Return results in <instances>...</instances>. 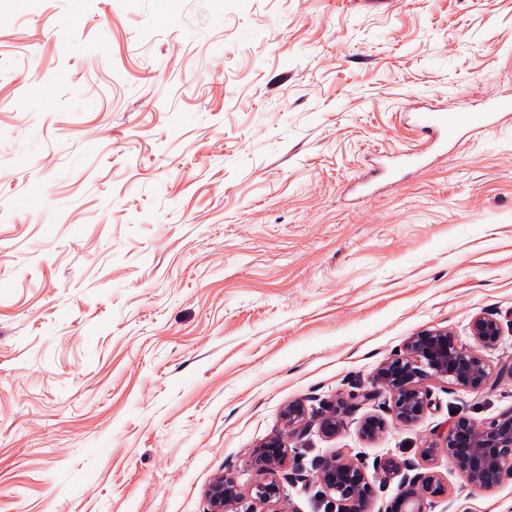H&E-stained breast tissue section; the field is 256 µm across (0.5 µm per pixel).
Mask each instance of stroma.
Instances as JSON below:
<instances>
[{
    "label": "stroma",
    "mask_w": 512,
    "mask_h": 512,
    "mask_svg": "<svg viewBox=\"0 0 512 512\" xmlns=\"http://www.w3.org/2000/svg\"><path fill=\"white\" fill-rule=\"evenodd\" d=\"M6 9L0 512H210L221 476L263 512L250 460L277 435L279 512H341L316 477L338 453L372 512L400 493L388 457L442 476L431 512H512V474L479 491L421 456L512 411V124L352 189L416 143L413 105L512 98V0ZM479 315L487 384L430 379L398 423L375 372L424 331L474 347Z\"/></svg>",
    "instance_id": "obj_1"
}]
</instances>
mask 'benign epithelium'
I'll return each mask as SVG.
<instances>
[{
  "instance_id": "1",
  "label": "benign epithelium",
  "mask_w": 512,
  "mask_h": 512,
  "mask_svg": "<svg viewBox=\"0 0 512 512\" xmlns=\"http://www.w3.org/2000/svg\"><path fill=\"white\" fill-rule=\"evenodd\" d=\"M500 334L498 321L486 316L473 319L474 348L460 346L449 331L421 332L409 338L403 356L376 371L374 384L390 392L395 419L402 424L413 423L428 405L424 386L427 378H446L464 389L486 383L490 372L479 348L493 345ZM305 417V408L299 402L288 405L283 414L290 431L301 427ZM439 451L448 456L450 464L470 486L481 491L494 489L505 473L512 472V414H504L487 425L466 418L457 420L442 441L425 446L422 455L429 459ZM284 465L280 438L269 439L256 451L250 466L261 475L252 487L258 502L270 505L277 501V473ZM318 470L325 488L339 497L343 512H370V488L357 463L335 455L320 460ZM404 483L391 512H429L434 500L448 493L447 485L435 471L406 477ZM208 496L211 512H228L229 504L238 496V488L233 480L220 477L210 487Z\"/></svg>"
}]
</instances>
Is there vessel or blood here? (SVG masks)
<instances>
[{"mask_svg":"<svg viewBox=\"0 0 512 512\" xmlns=\"http://www.w3.org/2000/svg\"><path fill=\"white\" fill-rule=\"evenodd\" d=\"M511 122L512 99L485 102L466 112L434 108L419 126L421 138L417 144L390 153L385 162L374 168L372 176L378 179L393 175L401 168L422 163L429 149L444 152L465 138Z\"/></svg>","mask_w":512,"mask_h":512,"instance_id":"1","label":"vessel or blood"}]
</instances>
